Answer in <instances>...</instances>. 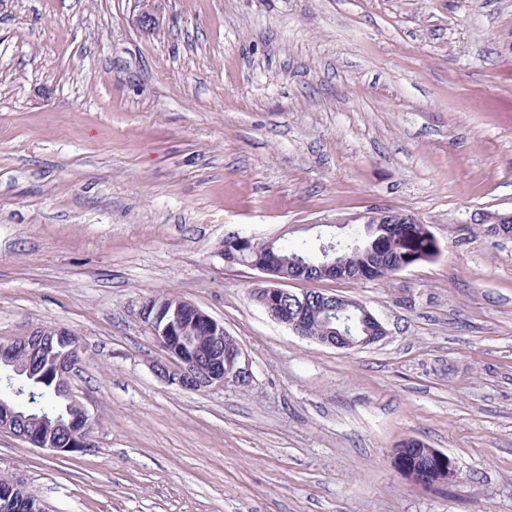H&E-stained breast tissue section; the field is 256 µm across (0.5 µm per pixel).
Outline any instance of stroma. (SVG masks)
Instances as JSON below:
<instances>
[{
	"instance_id": "obj_1",
	"label": "stroma",
	"mask_w": 512,
	"mask_h": 512,
	"mask_svg": "<svg viewBox=\"0 0 512 512\" xmlns=\"http://www.w3.org/2000/svg\"><path fill=\"white\" fill-rule=\"evenodd\" d=\"M0 0V342L64 326L94 445L0 433L47 512H512V0ZM372 206L431 261L296 281L388 334L339 350L274 321L233 236L313 240ZM172 293L223 323L249 388L186 391L140 321ZM444 453L413 483L399 441ZM136 23L139 27L151 31L163 24L161 0H134Z\"/></svg>"
}]
</instances>
